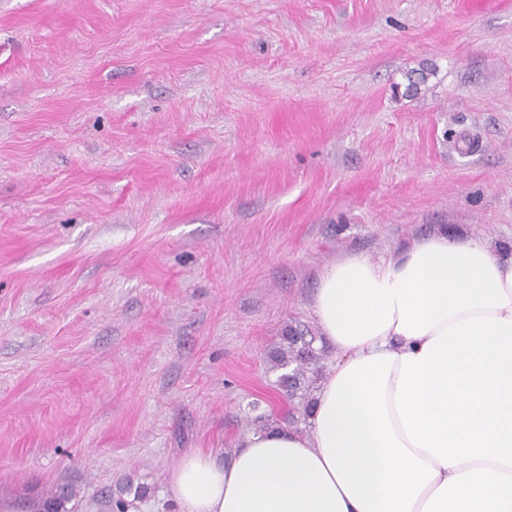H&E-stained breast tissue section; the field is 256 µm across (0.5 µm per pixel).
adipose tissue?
I'll list each match as a JSON object with an SVG mask.
<instances>
[{
  "label": "adipose tissue",
  "instance_id": "adipose-tissue-1",
  "mask_svg": "<svg viewBox=\"0 0 512 512\" xmlns=\"http://www.w3.org/2000/svg\"><path fill=\"white\" fill-rule=\"evenodd\" d=\"M308 426L170 472L178 512H512V256L434 234L321 274Z\"/></svg>",
  "mask_w": 512,
  "mask_h": 512
}]
</instances>
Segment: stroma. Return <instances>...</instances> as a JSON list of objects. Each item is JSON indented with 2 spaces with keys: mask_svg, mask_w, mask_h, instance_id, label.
<instances>
[{
  "mask_svg": "<svg viewBox=\"0 0 512 512\" xmlns=\"http://www.w3.org/2000/svg\"><path fill=\"white\" fill-rule=\"evenodd\" d=\"M441 232L512 247V0H0V501L176 512L326 266ZM76 497L75 490L71 486H57L49 494L38 502L30 512H66L65 504Z\"/></svg>",
  "mask_w": 512,
  "mask_h": 512,
  "instance_id": "1",
  "label": "stroma"
}]
</instances>
